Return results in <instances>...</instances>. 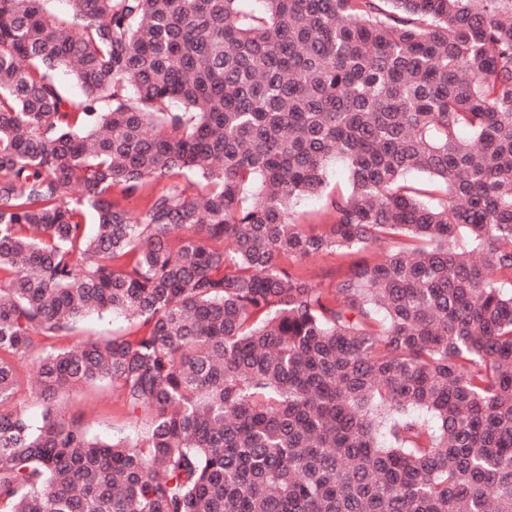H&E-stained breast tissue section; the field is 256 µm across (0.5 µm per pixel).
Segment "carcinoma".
Masks as SVG:
<instances>
[{
    "instance_id": "1",
    "label": "carcinoma",
    "mask_w": 512,
    "mask_h": 512,
    "mask_svg": "<svg viewBox=\"0 0 512 512\" xmlns=\"http://www.w3.org/2000/svg\"><path fill=\"white\" fill-rule=\"evenodd\" d=\"M45 2L0 0V512H512V0ZM101 383L133 438L64 411ZM296 211L302 222L312 224L316 229H321L322 224L333 221L325 197H304L297 204ZM362 256L369 257L370 254L349 256L331 251L302 261L284 258L283 264L299 269L320 288H334L347 272L348 266ZM126 321L117 314H97L87 317L78 327L77 338H97L99 336H111L113 331L123 330ZM24 374L26 376V384L24 390L19 395V404L24 407L28 414L33 419H38L40 415V409L36 401L37 391V369L32 363H27L24 367Z\"/></svg>"
}]
</instances>
